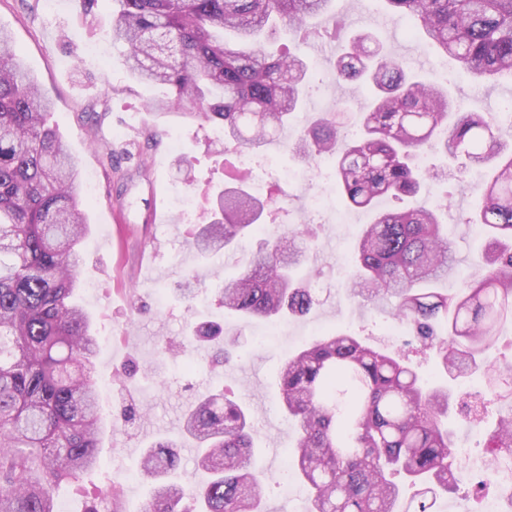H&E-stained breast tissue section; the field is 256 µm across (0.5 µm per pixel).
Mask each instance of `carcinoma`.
<instances>
[{"label": "carcinoma", "instance_id": "cac0c4a2", "mask_svg": "<svg viewBox=\"0 0 512 512\" xmlns=\"http://www.w3.org/2000/svg\"><path fill=\"white\" fill-rule=\"evenodd\" d=\"M110 37L125 49L135 79L169 94L151 104L186 120L216 122L230 153L263 152L300 108L308 61L257 42L282 21L294 40H345L336 82L363 79L373 100L355 136L336 115L310 123L289 145L295 156L334 161L347 201L369 209L383 196H415L426 185L417 151L438 150L485 168L482 205L471 223L486 233L485 275L448 296L435 284L454 271L450 242L435 211L414 207L377 214L350 259V291L413 325L451 378L478 371L491 384L512 378V364L483 363L499 329L512 322V148L496 136L493 115L465 111L438 83L409 73L364 34L345 38L335 21L309 20L330 0H114ZM441 56L472 79L512 76V0H386ZM235 36L234 44L224 33ZM50 105L0 31V512H55V491L78 482L100 458L97 341L90 313L75 301L80 246L89 232L79 198L81 166L48 123ZM239 182L224 189L213 220L192 246L204 258L260 230L267 206ZM312 238L287 226L265 241L241 274L219 289L225 310L280 320L304 315L315 294L298 270ZM198 341L219 342L210 322ZM280 404L293 421L289 469L308 489L306 512H438L455 484L448 388L428 386L403 356L351 332L325 334L279 370ZM504 412L487 433L489 461L512 450V394L494 390ZM197 450L196 485L173 477L180 458L158 441L141 454L152 484L145 512H267L255 467V430L247 407L209 394L183 416Z\"/></svg>", "mask_w": 512, "mask_h": 512}]
</instances>
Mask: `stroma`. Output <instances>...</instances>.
Here are the masks:
<instances>
[{"label":"stroma","instance_id":"obj_1","mask_svg":"<svg viewBox=\"0 0 512 512\" xmlns=\"http://www.w3.org/2000/svg\"><path fill=\"white\" fill-rule=\"evenodd\" d=\"M44 0H0V28L12 35V46L52 102L50 123L79 157L83 175L93 177V193L84 194L90 232L81 245L83 284H95L96 295L81 299L99 336L98 387L106 407L101 466L81 480L84 494L61 485L55 494L59 512H83L107 482L123 488V512H144L151 486L139 474L140 452L163 438L176 442L183 479L195 472V453L183 441V413L195 400L222 389L249 409L259 432L255 450L265 472L262 495L268 512H304V503L288 498L280 474L288 459L292 432L279 407L278 373L289 351L302 342L336 329L352 331L369 343L383 345L389 315L364 304L349 292L348 262L364 225L375 214L351 208L332 174L330 162L316 163L314 179L286 180V170L303 164L288 149L314 117L340 112L347 127L358 128L371 98L362 83H337L334 63L339 48L301 45L305 58L323 59L310 73V90L294 120L266 149L271 161L260 179L248 180L251 193L266 195L278 183L288 200L287 223L314 230L309 280L323 288L317 304L304 315L289 317L277 329L266 321L225 313L217 292L222 280L237 276L244 260L279 225H267L247 238L240 250L205 259L190 246L194 227L213 218L210 199L224 186L225 145L214 124L186 122L178 114L156 116L151 100L164 87L135 81L124 65L120 47L109 32L112 0H96L83 14L80 0H57V11L43 13ZM342 19L351 33L375 34L385 50L406 69L430 80L445 79L451 94L470 112L492 113L512 99V80L487 82L460 76L455 67L440 70L439 58L408 32L406 20L366 13L361 0H333L318 26ZM192 157V168L177 166L179 156ZM474 172L459 179H434L428 190L405 198L404 206L438 209L454 249L456 275L442 288L455 293L464 281L479 278L483 232L469 224L481 198L471 190ZM160 221L148 223L150 212ZM201 282L197 301L186 305L177 285L185 272ZM215 321L231 341L232 360L209 366L212 344L196 342L185 355L153 369L158 346L184 342L189 321ZM459 481L442 500V512H481L485 498L499 488L456 465Z\"/></svg>","mask_w":512,"mask_h":512}]
</instances>
